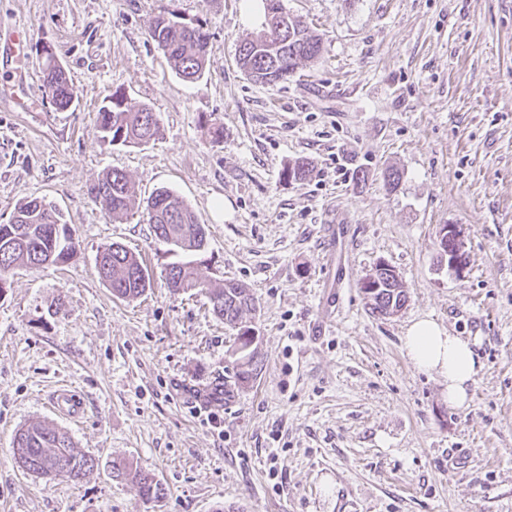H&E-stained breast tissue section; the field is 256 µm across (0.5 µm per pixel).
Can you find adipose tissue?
Segmentation results:
<instances>
[{"mask_svg":"<svg viewBox=\"0 0 512 512\" xmlns=\"http://www.w3.org/2000/svg\"><path fill=\"white\" fill-rule=\"evenodd\" d=\"M405 347L417 368L437 372L447 381L450 405L466 403L468 388L481 369L469 341L450 334L432 320L421 319L408 328Z\"/></svg>","mask_w":512,"mask_h":512,"instance_id":"ef3b65f1","label":"adipose tissue"}]
</instances>
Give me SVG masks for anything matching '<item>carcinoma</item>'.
<instances>
[{"label":"carcinoma","mask_w":512,"mask_h":512,"mask_svg":"<svg viewBox=\"0 0 512 512\" xmlns=\"http://www.w3.org/2000/svg\"><path fill=\"white\" fill-rule=\"evenodd\" d=\"M149 37L163 52L176 74L185 81H195L210 64V34L204 25H188L169 17L154 18L148 28ZM322 43L299 18L288 20L284 29L271 28L257 38L242 42L238 49L245 74L252 80L273 84L277 72L284 69L292 74L303 62L320 58ZM42 71L51 101L59 110L71 108L75 89L66 68L53 50L42 48ZM160 120L149 107L129 106L122 94L115 92L99 108L96 137L103 143L127 147L141 146L155 139ZM91 200L111 217L128 213L137 204V197L128 174L108 169L88 188ZM144 212L158 241L173 253L199 252L207 244V227L198 216L167 187L156 189L145 201ZM76 249L67 232L62 211L43 198L26 197L18 201L10 221L0 224V292L7 287L10 273L18 268L35 269L45 265L67 263ZM99 277L112 294L133 300L151 287V278L139 257L118 243L102 248L96 259ZM166 282L176 293L196 291L205 295L211 312L224 324L238 330L237 349L250 344L247 335L251 328L244 325L246 313L256 311V300L232 281L222 288H212L200 279L192 262H175L166 269ZM362 289L373 312L387 316L398 312L408 301L401 281L387 265L376 269L375 275L363 283ZM256 350L241 353L232 379L207 386L209 397L215 401L234 396V390L248 385L256 377ZM13 455L27 474L45 478H62L77 483L94 469V457L74 447L67 432L33 423L17 431L13 440ZM142 499L157 500L163 495L161 483L155 476L139 470L132 475Z\"/></svg>","instance_id":"cac0c4a2"}]
</instances>
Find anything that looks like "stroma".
Listing matches in <instances>:
<instances>
[{
	"label": "stroma",
	"instance_id": "1",
	"mask_svg": "<svg viewBox=\"0 0 512 512\" xmlns=\"http://www.w3.org/2000/svg\"><path fill=\"white\" fill-rule=\"evenodd\" d=\"M281 4L322 53L260 84L237 54L263 32L264 0H0V27L32 32L25 72L0 57V223L44 198L77 242L0 293V512H512V0ZM170 13L210 33L195 82L148 35ZM46 46L75 86L65 111L43 82ZM115 92L158 114L154 141L97 140ZM301 160L309 175L285 180ZM112 168L140 197H182L208 228L199 275L254 296L258 375L233 398L204 393L235 363V329L204 295L169 290L177 257L142 211L111 219L88 197ZM445 224L463 272L439 260ZM113 242L152 276L136 300L98 275ZM381 263L409 293L390 317L360 287ZM421 318L473 342L466 406L408 357ZM63 384L84 399L80 422L48 404ZM32 422L66 431L94 469L76 484L24 473L12 443ZM116 460L151 471L160 501L113 476Z\"/></svg>",
	"mask_w": 512,
	"mask_h": 512
}]
</instances>
